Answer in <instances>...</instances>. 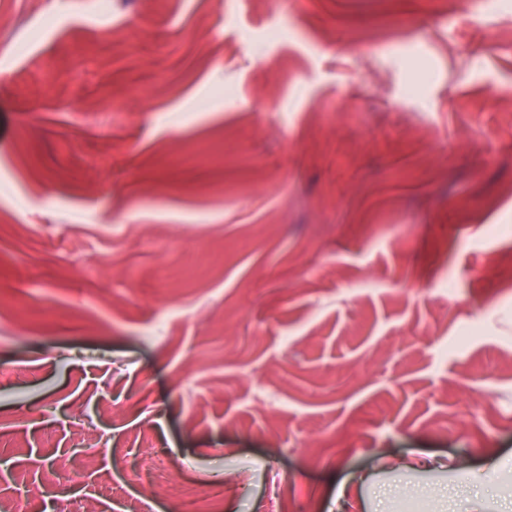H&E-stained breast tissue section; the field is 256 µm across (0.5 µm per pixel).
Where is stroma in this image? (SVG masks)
<instances>
[{
    "label": "stroma",
    "mask_w": 512,
    "mask_h": 512,
    "mask_svg": "<svg viewBox=\"0 0 512 512\" xmlns=\"http://www.w3.org/2000/svg\"><path fill=\"white\" fill-rule=\"evenodd\" d=\"M110 2L0 0V498L512 492V0ZM77 485L75 474L71 471H61L56 476L53 498L56 502V510L59 512L79 511L71 490Z\"/></svg>",
    "instance_id": "obj_1"
}]
</instances>
